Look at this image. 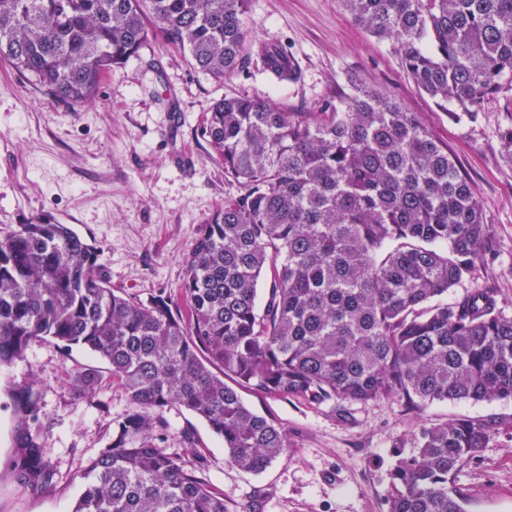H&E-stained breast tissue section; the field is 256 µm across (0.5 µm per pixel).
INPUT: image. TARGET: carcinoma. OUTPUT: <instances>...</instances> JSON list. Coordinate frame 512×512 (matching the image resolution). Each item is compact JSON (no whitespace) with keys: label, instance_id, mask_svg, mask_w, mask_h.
<instances>
[{"label":"carcinoma","instance_id":"obj_1","mask_svg":"<svg viewBox=\"0 0 512 512\" xmlns=\"http://www.w3.org/2000/svg\"><path fill=\"white\" fill-rule=\"evenodd\" d=\"M392 41L417 88L468 116L512 73V0H341ZM248 0H0V62L64 104H89L116 65L155 36L216 78L256 54L278 82L301 73L287 51L254 44ZM340 105L289 112L224 96L197 134L235 193L198 230L178 293L137 300L100 273L97 248L68 224L37 218L0 234V367L33 342L82 346L110 366L130 408L89 465L71 512H227L201 452L162 449L164 412L183 408L224 441L228 463L260 473L288 437L249 409L251 389L343 409L512 398V316L490 288L453 303L487 241L456 162L395 98L356 78ZM269 282L263 309L259 286ZM99 374H75L90 393ZM27 392L12 461L35 490L51 479ZM494 421L421 428L397 455L388 512H466L455 478L496 434Z\"/></svg>","mask_w":512,"mask_h":512}]
</instances>
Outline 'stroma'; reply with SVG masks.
Instances as JSON below:
<instances>
[{"instance_id": "35a3bbf8", "label": "stroma", "mask_w": 512, "mask_h": 512, "mask_svg": "<svg viewBox=\"0 0 512 512\" xmlns=\"http://www.w3.org/2000/svg\"><path fill=\"white\" fill-rule=\"evenodd\" d=\"M246 26L251 41L280 45L292 56L298 82L274 81L255 56L245 60L240 76L218 80L157 41L145 52L152 71L143 60H130L113 67L93 103L66 105L0 64V231L37 217L72 225L98 248L112 287L143 301L176 291L199 225L234 191L223 164L196 134L202 115L232 93L314 112L348 94L353 75L413 112L473 186L489 226L486 250L467 286L452 289L448 300L469 286L492 288L511 316L512 161L499 132L512 123V75L470 118L421 92L393 44L367 32L341 0H250ZM83 369L100 376L88 396L71 385L72 374ZM27 387L40 397L53 472L38 491L11 471L19 436L16 398ZM242 397L288 435L287 458L259 474L231 466L223 442L201 419L178 408L164 414L166 452L181 454L195 444L228 512H387L396 452L414 451L423 424L460 418L499 426L456 476L467 512H512V399L413 405L383 399L340 412L253 390ZM128 407L107 363L80 346L39 341L0 369V512H71L83 474Z\"/></svg>"}]
</instances>
